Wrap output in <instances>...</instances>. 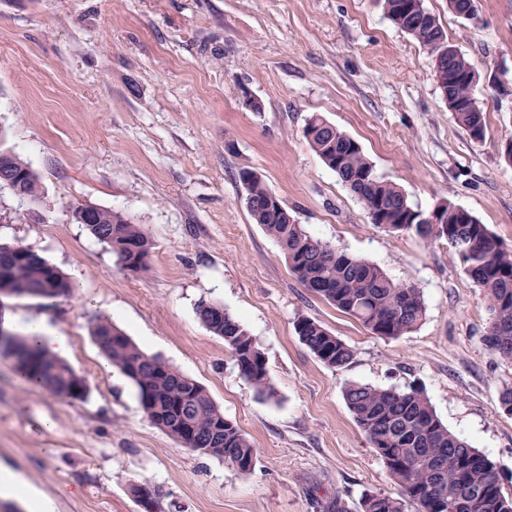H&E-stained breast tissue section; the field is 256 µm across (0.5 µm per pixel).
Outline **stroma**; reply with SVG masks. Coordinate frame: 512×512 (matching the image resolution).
I'll return each mask as SVG.
<instances>
[{
    "instance_id": "1",
    "label": "stroma",
    "mask_w": 512,
    "mask_h": 512,
    "mask_svg": "<svg viewBox=\"0 0 512 512\" xmlns=\"http://www.w3.org/2000/svg\"><path fill=\"white\" fill-rule=\"evenodd\" d=\"M450 45L480 76L485 134L471 139L432 78L428 50L380 0H0V150L39 176L37 202L0 192V240L62 271L70 297L4 299L70 337L85 399L19 380L0 359V464L53 512H141L132 484L162 493L165 512H322L342 496L398 487L354 420L352 383L422 388L449 430L508 476L512 415L499 405L512 363L484 345L488 311L447 241L374 226L309 148L320 114L354 138L378 175L430 212L471 211L512 248V0H476L463 19L424 0ZM263 109L241 107L243 96ZM257 173L312 236L420 288L426 318L396 338L304 288L276 241L254 224L238 175ZM118 210L154 242L148 267L123 270L71 219L73 206ZM217 300L264 352L272 399L239 374L200 322ZM111 317L145 352L202 384L258 450L242 474L181 447L144 414L132 382L91 329ZM308 317L354 352L324 366L294 325Z\"/></svg>"
}]
</instances>
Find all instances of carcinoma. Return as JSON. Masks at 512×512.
Instances as JSON below:
<instances>
[{
    "label": "carcinoma",
    "mask_w": 512,
    "mask_h": 512,
    "mask_svg": "<svg viewBox=\"0 0 512 512\" xmlns=\"http://www.w3.org/2000/svg\"><path fill=\"white\" fill-rule=\"evenodd\" d=\"M402 4L404 0H383L384 14L393 24L425 47L445 40L441 27L411 23L400 10ZM443 80L448 82V108L455 111L456 123L470 137L483 138L486 119L474 95L479 77L452 45L448 46ZM308 124L315 128L313 139L307 140L311 150L358 199L370 220L382 215L380 228L466 246V252L456 255L487 302L485 345L512 363V249L470 211H460L450 201L446 223H422V213L410 204L405 191L376 173L355 139L320 114L312 115ZM11 174L21 176L25 199L40 196L39 177L17 157ZM247 210L253 223L261 225L277 242L303 287L360 321L372 334L399 337L415 331L424 320L426 305L415 285L395 282L377 265L312 237L282 204L271 207L255 202ZM96 220L87 231L99 242L112 244V253L122 261V268L131 273L145 269L153 241L144 227L127 214L105 207L96 208ZM14 246V253L0 255V297L70 296L72 284L57 267L18 242ZM197 314L212 334L224 340L240 376L258 395L275 397L265 354L244 325L217 301H201ZM295 332L325 366L335 369L351 363L352 349L318 322L301 318ZM91 335L134 384L141 408L154 425L179 443L184 428L190 427L196 436L191 451L222 459L241 474L253 470L257 449L224 417L203 385L141 350L108 318L98 319ZM0 340L9 348L18 371L38 379L55 396L67 397L78 384L83 386L78 399L87 394L85 379L66 362L39 354L19 335L1 327ZM344 399L371 448L401 489L398 497L382 493L363 496L359 512H512V497L503 492L502 475L482 453L448 430L422 390L351 384L344 391Z\"/></svg>",
    "instance_id": "obj_1"
}]
</instances>
